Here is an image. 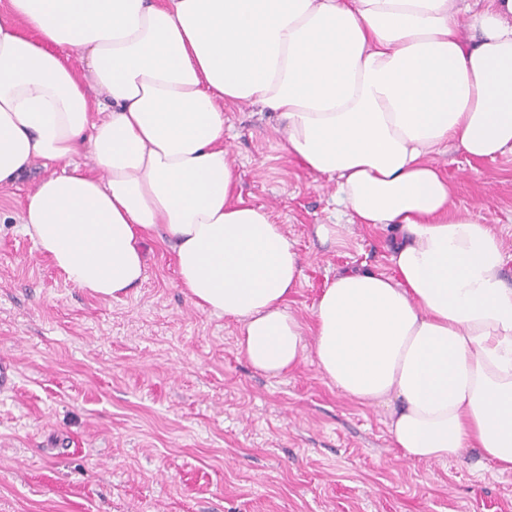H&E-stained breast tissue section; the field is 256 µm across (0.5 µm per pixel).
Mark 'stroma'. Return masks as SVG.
Here are the masks:
<instances>
[{
  "instance_id": "1",
  "label": "stroma",
  "mask_w": 512,
  "mask_h": 512,
  "mask_svg": "<svg viewBox=\"0 0 512 512\" xmlns=\"http://www.w3.org/2000/svg\"><path fill=\"white\" fill-rule=\"evenodd\" d=\"M243 198L266 206L303 257L288 306L312 318L350 270L389 272L394 233L354 224L336 184L282 148L277 116L224 109ZM435 161L457 209L493 225L512 282V154ZM50 170L0 190V512H512V472L477 450L404 459L383 410L339 393L314 358L271 376L237 347L235 321L196 308L170 246L145 241V278L117 299L70 285L20 221ZM319 224L339 241L320 240Z\"/></svg>"
}]
</instances>
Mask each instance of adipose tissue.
Instances as JSON below:
<instances>
[{
	"label": "adipose tissue",
	"instance_id": "adipose-tissue-1",
	"mask_svg": "<svg viewBox=\"0 0 512 512\" xmlns=\"http://www.w3.org/2000/svg\"><path fill=\"white\" fill-rule=\"evenodd\" d=\"M243 103L278 114L286 152L335 180L355 223L399 234L391 272L338 274L308 323L288 309L295 243L235 193L224 107ZM451 147L512 152V0H8L0 13V187L51 167L21 221L70 284L119 298L163 230L179 287L239 324L255 368L314 357L386 413L405 458L476 448L512 472V286L500 239L454 210L431 160Z\"/></svg>",
	"mask_w": 512,
	"mask_h": 512
}]
</instances>
